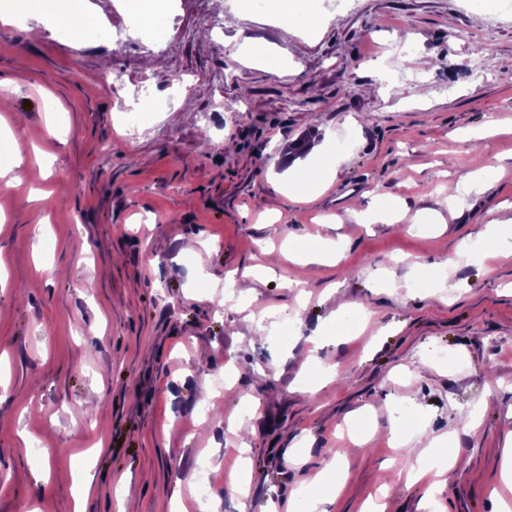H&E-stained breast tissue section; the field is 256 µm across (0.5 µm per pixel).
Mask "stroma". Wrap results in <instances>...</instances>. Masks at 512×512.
Listing matches in <instances>:
<instances>
[{"mask_svg":"<svg viewBox=\"0 0 512 512\" xmlns=\"http://www.w3.org/2000/svg\"><path fill=\"white\" fill-rule=\"evenodd\" d=\"M65 8L0 0L22 15L0 25V84L14 90L0 131L23 157L0 176V512H74L86 458L84 512H116L119 483L138 512H286L315 494L327 512H361L382 475L386 512H498L512 15L479 20L469 0H292L285 40L271 2L177 0L150 70L115 0H89L81 37L56 28ZM102 24L127 44L96 38ZM107 70L116 86L99 84ZM145 84L168 104L131 136L119 107H138ZM310 131L324 156L303 204L270 159ZM485 165L486 187L468 192ZM452 190L466 198L455 212ZM391 208L401 222L350 219ZM463 242L466 259L442 267ZM342 300L370 312L350 335ZM360 422L357 445L342 431ZM418 433L456 457L436 493ZM243 455L245 499L225 487ZM420 457L428 475L410 481ZM335 460L340 476L322 479Z\"/></svg>","mask_w":512,"mask_h":512,"instance_id":"35a3bbf8","label":"stroma"}]
</instances>
